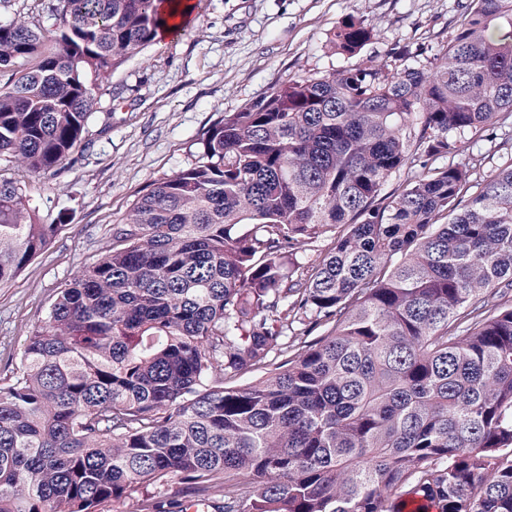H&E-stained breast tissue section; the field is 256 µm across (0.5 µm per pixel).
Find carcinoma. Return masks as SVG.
I'll return each mask as SVG.
<instances>
[{"instance_id":"carcinoma-1","label":"carcinoma","mask_w":512,"mask_h":512,"mask_svg":"<svg viewBox=\"0 0 512 512\" xmlns=\"http://www.w3.org/2000/svg\"><path fill=\"white\" fill-rule=\"evenodd\" d=\"M159 2L59 0L49 46L0 22V160L35 181L84 151L92 78L158 39ZM374 37L351 16L331 44ZM508 125L512 0H469L435 63L225 113L28 336L0 386V512L173 481L215 512H512V163L474 180L464 141ZM38 211L0 179V285L56 233Z\"/></svg>"}]
</instances>
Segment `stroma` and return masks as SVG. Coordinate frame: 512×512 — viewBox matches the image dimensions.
Returning <instances> with one entry per match:
<instances>
[{
	"label": "stroma",
	"instance_id": "1",
	"mask_svg": "<svg viewBox=\"0 0 512 512\" xmlns=\"http://www.w3.org/2000/svg\"><path fill=\"white\" fill-rule=\"evenodd\" d=\"M58 0H0V21L59 25ZM196 22L98 78L87 148L33 182L40 214L61 228L0 287V384L17 371L26 338L43 326L59 291L112 248V226L154 182L188 167L202 134L270 88L367 61L399 70L443 54L459 0H193ZM376 36L354 57L327 50L345 18Z\"/></svg>",
	"mask_w": 512,
	"mask_h": 512
}]
</instances>
